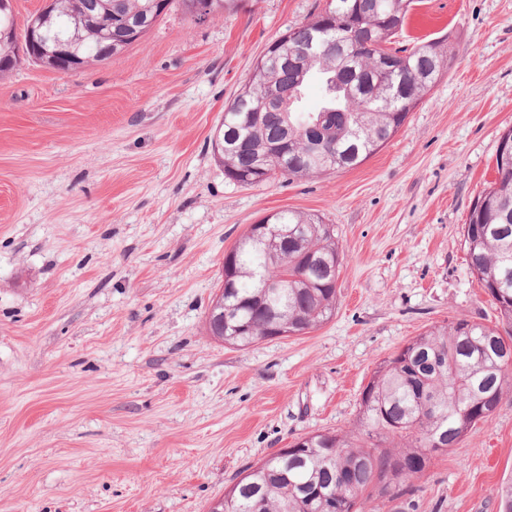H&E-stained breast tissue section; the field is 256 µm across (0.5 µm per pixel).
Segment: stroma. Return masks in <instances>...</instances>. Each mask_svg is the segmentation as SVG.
Here are the masks:
<instances>
[{"instance_id":"1","label":"stroma","mask_w":512,"mask_h":512,"mask_svg":"<svg viewBox=\"0 0 512 512\" xmlns=\"http://www.w3.org/2000/svg\"><path fill=\"white\" fill-rule=\"evenodd\" d=\"M326 0L173 8L122 53L0 79V512H207L247 467L356 434L376 366L435 325L495 326L463 228L512 127V0H416L400 42L449 71L379 151L240 186L211 140L256 59ZM320 216L345 254L333 317L245 347L206 332L249 225ZM512 394L378 512H499Z\"/></svg>"}]
</instances>
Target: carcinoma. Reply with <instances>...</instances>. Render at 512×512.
<instances>
[{
	"label": "carcinoma",
	"mask_w": 512,
	"mask_h": 512,
	"mask_svg": "<svg viewBox=\"0 0 512 512\" xmlns=\"http://www.w3.org/2000/svg\"><path fill=\"white\" fill-rule=\"evenodd\" d=\"M176 1L196 21L195 0H104L90 18L85 0H54L45 44L51 53H73L78 67L103 62L132 44L127 23L154 25ZM414 0H332L307 22L286 30L265 49L261 80H246L225 106L212 143L224 177L252 186L281 175L301 179L353 168L384 146L403 126L454 58L452 46L430 39L393 48ZM31 46L0 27V78ZM392 59L400 89L378 66ZM319 77L328 97L317 112H283L265 106L270 90L299 100ZM321 147L306 143L307 127L324 113ZM291 140L281 155L271 153ZM496 180L473 204L464 229L470 274L492 298L501 327L465 319L430 328L375 368L360 399V438L316 432L301 448L273 453L246 468L225 492L229 512H365L378 498L407 492L431 459L462 447L469 430L487 422L512 391V164L495 157ZM265 233L245 232L228 251L224 278L233 284L224 305L233 318L212 321L224 343L246 346L273 327L305 334L336 309L337 278L344 254L332 225L316 214L281 210L261 220ZM281 278L266 294L260 270Z\"/></svg>",
	"instance_id": "cac0c4a2"
}]
</instances>
